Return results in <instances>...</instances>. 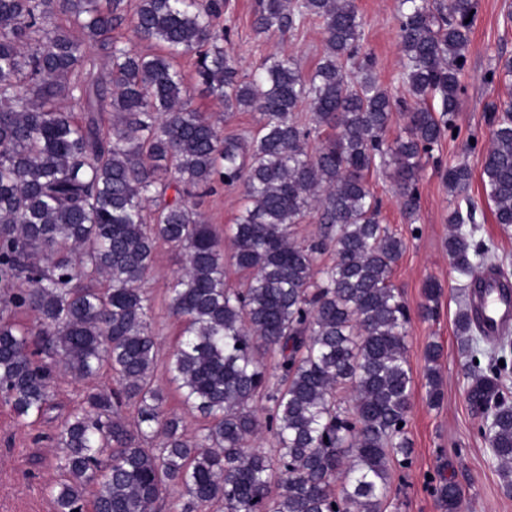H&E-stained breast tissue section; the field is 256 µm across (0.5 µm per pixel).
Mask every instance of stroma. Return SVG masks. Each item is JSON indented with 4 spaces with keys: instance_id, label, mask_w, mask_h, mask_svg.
I'll return each instance as SVG.
<instances>
[{
    "instance_id": "obj_1",
    "label": "stroma",
    "mask_w": 512,
    "mask_h": 512,
    "mask_svg": "<svg viewBox=\"0 0 512 512\" xmlns=\"http://www.w3.org/2000/svg\"><path fill=\"white\" fill-rule=\"evenodd\" d=\"M363 19L364 50L374 62L379 81L397 97L406 88L401 79L398 0H356ZM255 0H228L222 22L230 28V40L239 58L241 73H250L263 57L276 52L293 55L303 73H311L323 52V33L318 20L309 19L298 30L281 35H265L253 29ZM512 58V23L503 16L502 0H478L471 45L462 81L466 93L455 115V136L445 137L434 160L426 161L418 184L419 209L415 223L405 219L392 181L379 172L371 173L369 184L381 201V220L403 236L406 249L392 275L413 313L406 338V357L414 379L407 435L412 448V465L392 468L386 512H444L437 489L446 480L456 482L462 499L458 512H512V490L504 487L498 465L480 428L482 416L473 413L466 401L468 367L456 339L455 318L461 306L457 296L459 279L453 270L445 243L448 213L456 200L434 165L435 160L452 162L467 159L473 173L469 198L475 203V236L486 242L497 256L504 274L512 279V231L504 232L495 223L492 209L482 188L481 149L489 145L491 105L512 100V77L487 82L486 76L499 59ZM194 104L205 111L224 133L250 136L258 127V115L238 111L225 113L216 101L202 96ZM477 137L480 150L466 153V142ZM245 200L237 188L217 187L205 197L200 211L217 231H227L243 209ZM181 251L159 244L151 273L143 282L152 306V328L157 336L155 381L166 395L168 410L181 414L185 432L195 435L201 419L187 411L180 395L163 370L180 332L179 320L168 310V286L183 266ZM437 279L444 288L436 318L416 315L423 301L422 286ZM441 345L437 369L442 379L444 401L430 407L426 400L425 348ZM85 383L59 376L52 397L53 407L40 421H18L4 397L0 396V512H55L47 492L58 478L61 454L48 436L65 416L79 408Z\"/></svg>"
}]
</instances>
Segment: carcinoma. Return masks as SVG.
I'll return each mask as SVG.
<instances>
[{"label":"carcinoma","instance_id":"carcinoma-1","mask_svg":"<svg viewBox=\"0 0 512 512\" xmlns=\"http://www.w3.org/2000/svg\"><path fill=\"white\" fill-rule=\"evenodd\" d=\"M223 7L138 0L130 13L127 0H0V391L26 422L46 413L62 372L87 381L106 369L116 384L87 388L55 436L60 479L48 492L56 512H155L169 485L183 489L180 512L212 504L383 512L390 464H412L411 314L391 281L405 243L381 222L367 176L389 172L413 220L423 159L455 129L477 0H399L406 99L382 86L362 52L356 0H259V34L320 21L324 54L309 75L278 54L240 75L217 28ZM123 27L163 52L133 51L116 34ZM186 55L200 93L226 112L259 114L253 138L224 134L193 107L176 63ZM306 105L311 126L295 115ZM397 111L407 136L389 142ZM490 112L482 182L507 232L512 102ZM323 131L322 146L310 149ZM437 169L449 193L466 197V162ZM216 182L241 186L247 200L231 233L237 288L226 280L217 231L187 200ZM312 210L319 238L291 239ZM475 215L469 200L448 214V258L464 297L479 272L501 274L490 247L474 240ZM161 242L185 255L169 288L182 328L166 372L204 421L192 438L154 379L157 340L140 284ZM330 243L334 265L315 269ZM443 292L435 279L424 283L420 318L434 316ZM18 309L36 315L38 331L14 320ZM456 332L473 368L466 400L487 414L481 433L512 489V402L503 391L512 363L504 353L484 368L475 363V334L484 330L474 304L459 310ZM440 355V345H428L433 407L444 398ZM264 432L275 448L248 446ZM438 496L457 512V484L442 483Z\"/></svg>","mask_w":512,"mask_h":512}]
</instances>
